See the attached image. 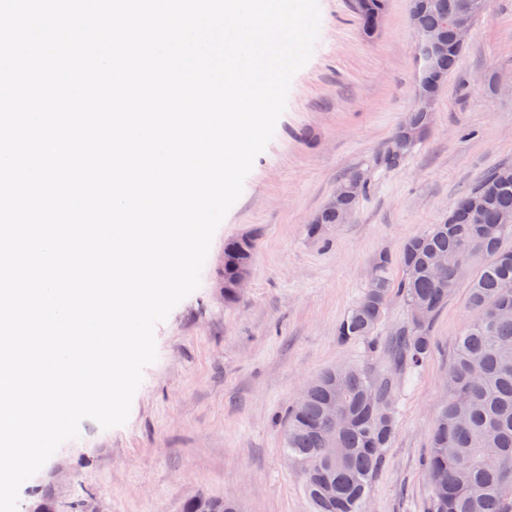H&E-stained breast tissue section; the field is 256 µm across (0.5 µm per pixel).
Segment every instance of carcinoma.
<instances>
[{
    "label": "carcinoma",
    "instance_id": "obj_1",
    "mask_svg": "<svg viewBox=\"0 0 512 512\" xmlns=\"http://www.w3.org/2000/svg\"><path fill=\"white\" fill-rule=\"evenodd\" d=\"M411 25L440 29L448 51L427 69L448 74L461 49L451 24L472 13L477 0H422ZM388 0H354L362 32L374 36ZM480 197L478 215L471 201ZM450 213L453 223L433 224L407 238L398 258L381 253L370 271L371 285L336 324V338L346 344L374 335L394 297L406 311L428 309L418 324L404 322L380 344V369L355 365L330 368L314 377L282 421L283 452L303 472V490L310 512H364L372 482L384 466L403 383L418 371L433 348L428 323L458 288L462 273H435L434 261L454 252L470 278L468 307L472 318L458 338L448 370V401L429 435L427 471L433 489L427 512H512V164L482 175L461 195ZM317 223L306 225L310 237L321 225L341 224L342 216L320 209ZM254 240L248 236L224 245V299L238 298V274L251 267ZM346 409L353 424L336 437L330 450L326 423L332 407ZM184 512H240L233 499L200 495Z\"/></svg>",
    "mask_w": 512,
    "mask_h": 512
}]
</instances>
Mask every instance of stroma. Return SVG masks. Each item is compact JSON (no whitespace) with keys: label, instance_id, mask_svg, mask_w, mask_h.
Returning a JSON list of instances; mask_svg holds the SVG:
<instances>
[{"label":"stroma","instance_id":"1","mask_svg":"<svg viewBox=\"0 0 512 512\" xmlns=\"http://www.w3.org/2000/svg\"><path fill=\"white\" fill-rule=\"evenodd\" d=\"M313 53L291 79L286 108L254 160L239 200L217 228L201 284L154 330L124 425L83 420L19 490L83 512H182L205 493L241 512H310L277 419L307 381L346 364L376 366L367 344H342L336 325L368 285L380 253L441 223L457 195L512 163V0H490L435 100L426 139L378 175L346 224L318 238L305 227L350 169L369 164L413 107L416 34L409 0H390L374 38L351 0H318ZM255 239L247 288L224 299L220 259L229 239ZM471 318L459 286L430 321L434 350L405 385L367 512H426L429 430L448 398L456 342ZM65 463L66 474L55 471Z\"/></svg>","mask_w":512,"mask_h":512}]
</instances>
